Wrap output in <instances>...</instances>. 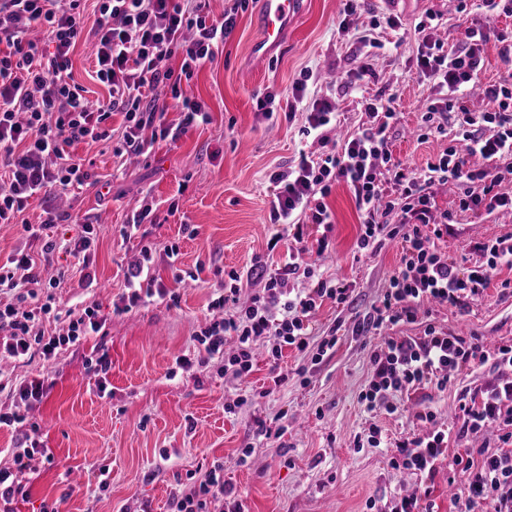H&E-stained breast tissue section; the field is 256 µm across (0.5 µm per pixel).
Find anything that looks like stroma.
I'll return each instance as SVG.
<instances>
[{
  "label": "stroma",
  "mask_w": 512,
  "mask_h": 512,
  "mask_svg": "<svg viewBox=\"0 0 512 512\" xmlns=\"http://www.w3.org/2000/svg\"><path fill=\"white\" fill-rule=\"evenodd\" d=\"M259 11L258 0H252L239 13L223 54L206 63L190 84V94L209 107V124L177 143H157L133 164H121L99 144L69 149L72 157L91 162L93 177L72 189L66 210L73 221L57 225L54 236L69 240L78 222L87 219L100 224L95 257L84 271L61 249L40 273L46 279L61 277L55 290L58 309L96 304L106 324L103 335L60 350L53 360L36 353L22 363L0 361V413L24 419L17 427L0 428V467L11 466V450L32 422L41 423L42 446L54 458L53 465L20 475L29 495L17 502V512H40L42 503L53 501L61 512H137L144 502L153 512H169L177 484L188 474H203L215 461L223 463L225 480L238 489L244 512H363L367 500L417 488L419 477L388 464L395 443L410 432L449 430L452 456L476 441L498 444L491 432L477 439L463 436L458 406L496 378L512 376L506 368L463 367L445 391L425 388L394 396L391 414L367 411L360 402L371 377L369 352L382 338L357 337L351 329L387 288L401 244L357 255L361 219L343 182L333 184L327 199L334 218L332 244L314 261L318 273L351 283L354 293L345 305L323 302L312 318L306 350L284 349L275 368L286 382L273 385V367L261 348L244 380L218 376L212 367L169 377L175 357L194 350L192 337L218 293L220 271L244 273L255 257L278 258L285 251L272 244L283 227L270 218L271 171L299 154L321 152L317 142L301 134L303 116L290 123L267 122L258 113L256 95L270 92L286 101L301 71L310 69L316 80L306 97L335 101L340 133L367 122L366 99L393 98L402 118L390 133L391 149L404 168H424L450 146L466 149L451 134L424 142L415 135L428 100L440 96L434 81L415 74L422 39L416 26L426 13L438 14V26L426 37L451 49L461 46L467 28L480 23L479 15L459 12L456 0H366L348 17L344 0H303L283 43L258 57L252 46L260 36ZM386 11L397 14V26L386 24ZM365 60L372 65L371 75L354 81ZM145 200L154 204L155 223L123 238L122 225ZM174 201L179 210L172 214L168 207ZM188 223L197 227V236L185 232ZM453 229L438 247L455 259L477 242L512 236V213H465ZM174 242L180 246V269L199 270L198 280L174 283L165 257ZM145 246L152 250L156 275L174 284L178 300H152L114 313L112 301L124 289V273ZM435 318L453 334L488 346L512 343V293L494 284L469 311L441 308ZM330 336L335 347L316 359L318 344ZM99 347L111 361L106 398L85 365ZM42 374L49 380L41 403L15 396L23 379ZM233 402L236 412L225 413V405ZM427 407L435 420H416ZM262 423L277 429V436H258ZM374 424L385 446L357 448ZM246 448L252 451L247 458L242 455ZM104 466L110 471L105 481L100 478ZM466 482V473L440 464L429 497L435 512H456L455 495Z\"/></svg>",
  "instance_id": "stroma-1"
}]
</instances>
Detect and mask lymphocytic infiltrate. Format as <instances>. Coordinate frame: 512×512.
I'll return each instance as SVG.
<instances>
[{"instance_id":"obj_1","label":"lymphocytic infiltrate","mask_w":512,"mask_h":512,"mask_svg":"<svg viewBox=\"0 0 512 512\" xmlns=\"http://www.w3.org/2000/svg\"><path fill=\"white\" fill-rule=\"evenodd\" d=\"M83 0H0V224L19 223L28 200L42 195L66 196L83 185L91 173L67 152L77 142L110 143L121 159L149 155L155 143L177 141L193 128L209 124L205 103L189 95L195 73L214 61L232 34L240 9L249 0H227L222 20L211 19L208 0H95L97 24L93 78L107 90L92 101L72 76L71 54L81 39ZM45 41L31 39L33 30ZM496 38L503 53H512V31L490 32L478 25L467 30L458 49L423 40L418 48L420 75L434 80L444 98L430 101L422 115L425 130L445 134L454 125L467 143V156L455 148L444 150L425 168L408 171L395 162L390 132L400 122L392 101H366L368 121L342 142L331 133L337 126L335 104L327 99L305 102L311 72H304L294 88L285 116L305 109V136L322 147L318 157L300 155L297 162L273 172L275 186L271 216L284 227L289 240L276 268L262 271L264 286L242 299L241 276L229 271L222 293L208 304L206 322L193 335V355L176 357L175 366L187 371L212 362L224 374L248 377L254 367L253 349L265 342L270 362H278L285 347L305 350L311 317L323 301L345 303L350 284L317 276L305 256L324 252L333 228L327 203L333 183L344 181L361 215L356 251L372 255L392 240L402 251L397 269L378 305L372 306L352 327L356 336L378 334L389 326L414 323L424 303L465 310L492 280L512 288V277L499 279L502 269L512 270V236L473 245L478 259L462 267L442 255L436 242L447 236L457 214L512 209V73L484 86L489 107L469 111L463 104L467 92L479 84L482 51ZM179 59L171 67L169 59ZM179 110L177 121L167 119L169 106ZM122 115L120 129L112 118ZM386 164L393 181L385 187L377 177L378 164ZM455 182L460 192L452 207L436 206V186ZM48 209L40 240V255L19 252L0 263V357L24 359L39 352L44 359L58 349L81 344L97 335L105 321L99 309L58 313L53 294L44 293L36 269L37 259H49L56 248L46 231L63 221ZM322 234L310 240L309 226ZM125 274L126 287L113 304L125 313L151 298L176 300L177 295L153 271L150 248ZM308 279L311 287L292 289V282ZM53 318L58 328L45 335L41 323ZM235 337L233 352L224 340ZM371 379L359 395L367 410H389V398L421 388L444 389L450 374L470 364L512 367V344L486 349L474 339L444 331L428 323L419 336L387 338L369 358ZM463 433L478 434L497 428L501 448H469L455 456V465L468 472L463 512H512V380L481 391L460 406ZM448 452V435L435 431L399 440L390 458L392 468L421 477L417 492L394 496L390 502L368 501L369 512H433L428 482ZM13 465L0 468V512H14L13 502L24 488L17 480L23 471L38 472L50 460L33 438L13 449ZM222 501L224 512H242L238 490L224 479V466H210L203 480L186 483L171 495V512H209L210 501Z\"/></svg>"}]
</instances>
